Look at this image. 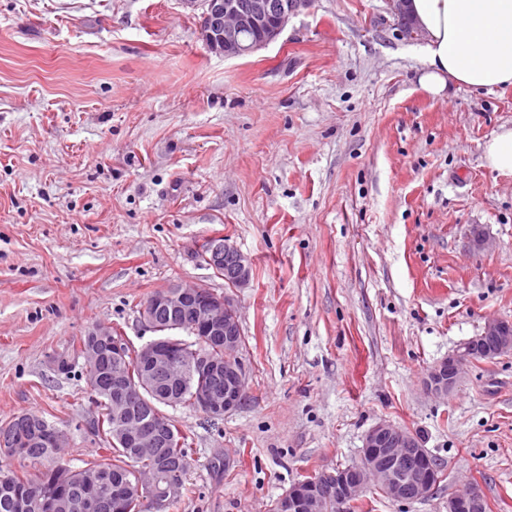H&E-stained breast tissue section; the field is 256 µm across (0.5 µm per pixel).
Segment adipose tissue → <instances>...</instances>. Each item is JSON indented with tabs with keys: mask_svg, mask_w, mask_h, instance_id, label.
I'll list each match as a JSON object with an SVG mask.
<instances>
[{
	"mask_svg": "<svg viewBox=\"0 0 512 512\" xmlns=\"http://www.w3.org/2000/svg\"><path fill=\"white\" fill-rule=\"evenodd\" d=\"M406 9L423 37L419 82L431 95L452 84L512 86V0H408Z\"/></svg>",
	"mask_w": 512,
	"mask_h": 512,
	"instance_id": "adipose-tissue-1",
	"label": "adipose tissue"
}]
</instances>
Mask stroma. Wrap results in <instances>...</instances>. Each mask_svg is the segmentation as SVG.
<instances>
[{
  "label": "stroma",
  "instance_id": "35a3bbf8",
  "mask_svg": "<svg viewBox=\"0 0 512 512\" xmlns=\"http://www.w3.org/2000/svg\"><path fill=\"white\" fill-rule=\"evenodd\" d=\"M200 23L180 0H0V421L42 415L71 434L61 463L98 458L74 347L98 325L145 344L144 302L198 284L234 302L247 393L218 419L173 410L192 492L169 512H268L358 462L381 421L444 479L355 512H448L468 485L512 512V353L424 387L512 321V177L483 158L512 87L427 93L423 39L387 0H311L242 58ZM214 237L250 260L247 287L197 258ZM512 352V322L488 321L481 334L463 341L447 358L434 364L425 378L426 390L436 396H448L459 382L463 364L474 357L492 360Z\"/></svg>",
  "mask_w": 512,
  "mask_h": 512
}]
</instances>
